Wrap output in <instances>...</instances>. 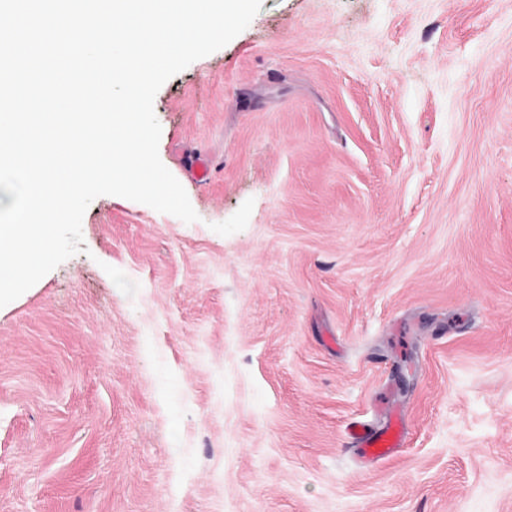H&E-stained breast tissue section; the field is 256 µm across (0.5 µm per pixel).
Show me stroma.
<instances>
[{
    "mask_svg": "<svg viewBox=\"0 0 512 512\" xmlns=\"http://www.w3.org/2000/svg\"><path fill=\"white\" fill-rule=\"evenodd\" d=\"M154 112L199 219L0 307V512H512V0H263ZM346 432L366 466L396 454L399 448L404 447L407 434L397 413H392L390 420L379 430H372L366 424L357 421L351 423Z\"/></svg>",
    "mask_w": 512,
    "mask_h": 512,
    "instance_id": "obj_1",
    "label": "stroma"
}]
</instances>
